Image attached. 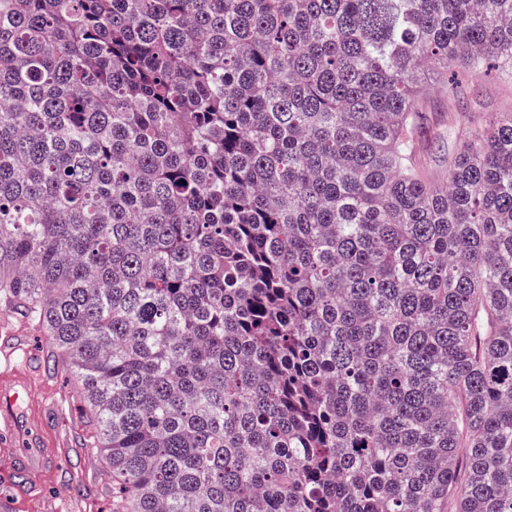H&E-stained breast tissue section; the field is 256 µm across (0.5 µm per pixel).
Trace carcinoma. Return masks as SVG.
<instances>
[{
    "instance_id": "cac0c4a2",
    "label": "carcinoma",
    "mask_w": 512,
    "mask_h": 512,
    "mask_svg": "<svg viewBox=\"0 0 512 512\" xmlns=\"http://www.w3.org/2000/svg\"><path fill=\"white\" fill-rule=\"evenodd\" d=\"M424 63L512 0H0V303L119 512H512V108L433 184Z\"/></svg>"
}]
</instances>
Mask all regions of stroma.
<instances>
[{
    "label": "stroma",
    "instance_id": "35a3bbf8",
    "mask_svg": "<svg viewBox=\"0 0 512 512\" xmlns=\"http://www.w3.org/2000/svg\"><path fill=\"white\" fill-rule=\"evenodd\" d=\"M463 83L459 103L431 94L418 120L414 159L438 183L458 151L459 129L474 117L512 107V79L469 74ZM3 319L9 329L18 332L24 346L10 356L0 350V368L12 365L15 379L26 382L28 388L19 412V433L0 439V463L30 437L50 444L56 456L54 468L34 473L38 491L23 512H112L110 470L99 449L86 445L88 419L73 395V382L54 363L48 337L38 325L0 304Z\"/></svg>",
    "mask_w": 512,
    "mask_h": 512
}]
</instances>
